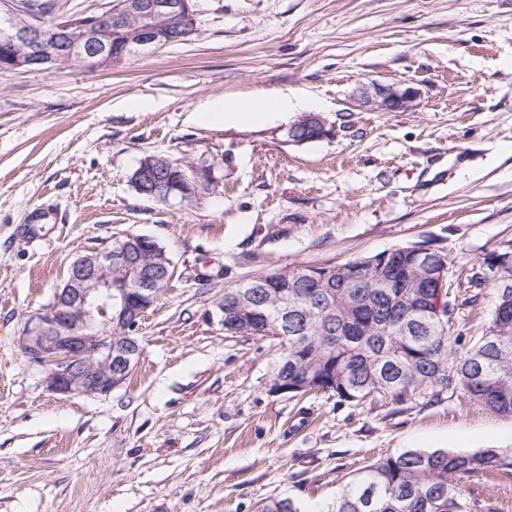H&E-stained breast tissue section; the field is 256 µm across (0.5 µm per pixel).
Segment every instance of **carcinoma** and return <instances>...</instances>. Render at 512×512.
Wrapping results in <instances>:
<instances>
[{
  "label": "carcinoma",
  "instance_id": "carcinoma-1",
  "mask_svg": "<svg viewBox=\"0 0 512 512\" xmlns=\"http://www.w3.org/2000/svg\"><path fill=\"white\" fill-rule=\"evenodd\" d=\"M26 10L48 20L54 4L26 0ZM321 126L295 123L290 142L320 140ZM144 170H160L162 188L177 189L193 177L192 165L163 154L144 157ZM365 282L341 288L348 263L317 265L316 274L287 270L264 276L258 288L224 289V333L269 340L288 365V385L315 387L340 401L403 404L444 397L491 413L512 416V288L500 287L471 268L457 290L421 277L415 246L358 258ZM500 264L512 280V242L484 255L480 265ZM494 295L491 319L478 336L455 333V300L477 305L485 289ZM512 479V449L471 452L406 450L386 453L352 474L331 512H512L511 506L473 496L470 485L494 490ZM258 512H301L296 501L273 499Z\"/></svg>",
  "mask_w": 512,
  "mask_h": 512
}]
</instances>
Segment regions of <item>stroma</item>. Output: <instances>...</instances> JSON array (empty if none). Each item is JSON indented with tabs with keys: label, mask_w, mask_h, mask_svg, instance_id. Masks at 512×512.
<instances>
[{
	"label": "stroma",
	"mask_w": 512,
	"mask_h": 512,
	"mask_svg": "<svg viewBox=\"0 0 512 512\" xmlns=\"http://www.w3.org/2000/svg\"><path fill=\"white\" fill-rule=\"evenodd\" d=\"M190 41L87 73L0 70V512H327L407 449H512V416L269 390L280 352L228 336L225 286L415 243L469 270L512 240V0H197ZM406 83L414 109L362 107ZM288 96L287 118L206 126L214 98ZM141 99L143 107H131ZM331 138L295 144L302 104ZM207 171L192 205L139 195V160ZM154 237L175 273L109 396L52 393L27 319L76 255Z\"/></svg>",
	"instance_id": "stroma-1"
}]
</instances>
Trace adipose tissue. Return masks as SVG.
Segmentation results:
<instances>
[{"mask_svg": "<svg viewBox=\"0 0 512 512\" xmlns=\"http://www.w3.org/2000/svg\"><path fill=\"white\" fill-rule=\"evenodd\" d=\"M290 106L291 103L285 96L246 102L215 99L197 109L196 117L204 124H257L272 118L287 117Z\"/></svg>", "mask_w": 512, "mask_h": 512, "instance_id": "ef3b65f1", "label": "adipose tissue"}]
</instances>
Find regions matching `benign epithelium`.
<instances>
[{"label":"benign epithelium","mask_w":512,"mask_h":512,"mask_svg":"<svg viewBox=\"0 0 512 512\" xmlns=\"http://www.w3.org/2000/svg\"><path fill=\"white\" fill-rule=\"evenodd\" d=\"M185 29L182 38L196 31L194 0H116L94 20L51 37L53 30L18 6L0 12V50L10 70H52L61 64L88 73L112 65V50L100 37L105 28L132 29L126 35L125 53L139 55L171 44L163 39L159 21ZM419 92L407 84L373 83L360 92V103L373 111L396 112L415 105ZM205 184L202 174L159 200H186L199 195ZM161 252L148 235L128 234L112 247L76 257L66 279L56 289L49 306L26 322L20 337L25 357L45 372L47 388L64 396L103 397L122 386L143 356L137 336L112 337V322L140 328V321L156 303V281L145 268L146 257ZM417 256L424 277L444 286L448 267L435 269L438 253L420 247ZM128 271L124 284L112 285V268Z\"/></svg>","instance_id":"obj_1"}]
</instances>
